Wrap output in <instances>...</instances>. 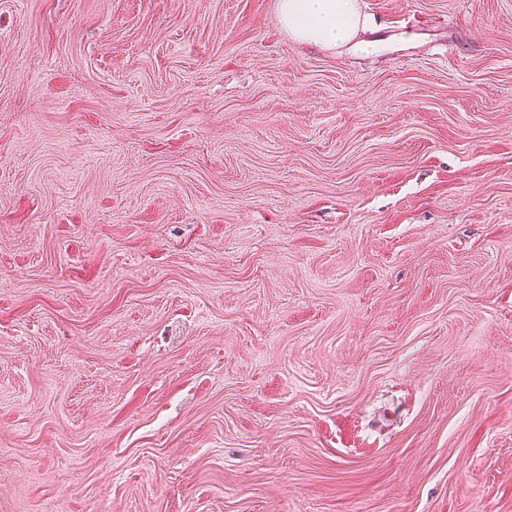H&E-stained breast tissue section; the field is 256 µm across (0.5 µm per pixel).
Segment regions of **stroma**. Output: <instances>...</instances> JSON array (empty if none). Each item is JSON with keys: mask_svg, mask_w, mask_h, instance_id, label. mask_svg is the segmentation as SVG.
Returning a JSON list of instances; mask_svg holds the SVG:
<instances>
[{"mask_svg": "<svg viewBox=\"0 0 512 512\" xmlns=\"http://www.w3.org/2000/svg\"><path fill=\"white\" fill-rule=\"evenodd\" d=\"M0 0V512H512V0ZM277 16L293 41L322 48L350 43L362 29L357 0H278Z\"/></svg>", "mask_w": 512, "mask_h": 512, "instance_id": "1", "label": "stroma"}]
</instances>
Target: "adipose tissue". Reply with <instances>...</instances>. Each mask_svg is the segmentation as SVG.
Listing matches in <instances>:
<instances>
[{"label": "adipose tissue", "mask_w": 512, "mask_h": 512, "mask_svg": "<svg viewBox=\"0 0 512 512\" xmlns=\"http://www.w3.org/2000/svg\"><path fill=\"white\" fill-rule=\"evenodd\" d=\"M277 16L293 41L322 48L350 43L362 29L357 0H278Z\"/></svg>", "instance_id": "obj_1"}]
</instances>
